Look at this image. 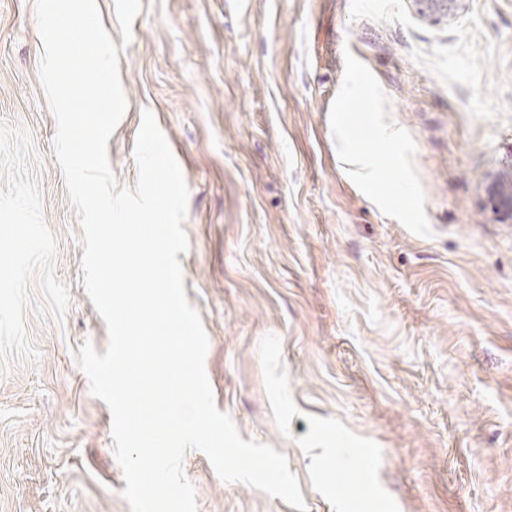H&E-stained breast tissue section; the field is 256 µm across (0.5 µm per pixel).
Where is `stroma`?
<instances>
[{"label": "stroma", "instance_id": "stroma-1", "mask_svg": "<svg viewBox=\"0 0 512 512\" xmlns=\"http://www.w3.org/2000/svg\"><path fill=\"white\" fill-rule=\"evenodd\" d=\"M127 109L190 197L179 254L216 406L306 512H512V0H97ZM36 0H0V512H130L76 362L106 325L55 155ZM343 455L347 465L332 470ZM199 512H297L198 450ZM422 16L443 20L448 19L461 0H414Z\"/></svg>", "mask_w": 512, "mask_h": 512}]
</instances>
